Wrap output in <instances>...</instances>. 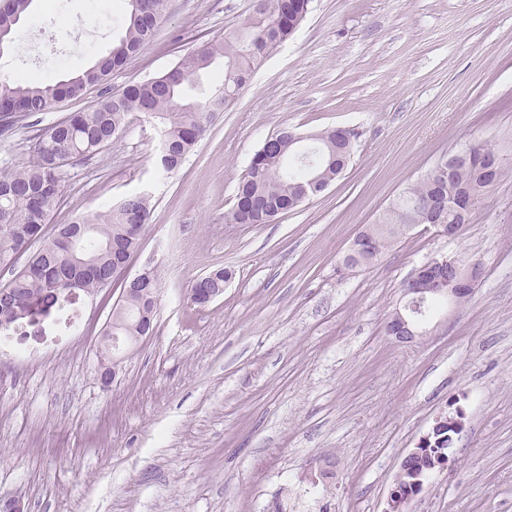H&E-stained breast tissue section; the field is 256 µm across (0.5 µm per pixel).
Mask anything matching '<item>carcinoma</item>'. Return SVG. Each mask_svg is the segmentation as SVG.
Masks as SVG:
<instances>
[{
    "label": "carcinoma",
    "instance_id": "1",
    "mask_svg": "<svg viewBox=\"0 0 512 512\" xmlns=\"http://www.w3.org/2000/svg\"><path fill=\"white\" fill-rule=\"evenodd\" d=\"M293 2L283 5L279 21L256 10L239 26L183 57L166 72L125 86L101 105L96 103L85 112L68 115L38 138L28 160L0 173V269L11 271L9 293L0 299V319L18 324L32 300L53 305L54 292L62 288L96 292L110 280L114 267L129 260L139 248V238L128 230V214L135 211L141 224L148 222L151 199L145 193L126 196L106 211L61 225L53 238H42L43 227L62 198L64 168L112 144L134 114L148 116L161 125V166L166 172L179 168L205 131L211 115L224 111L251 72L292 35L290 29L300 17ZM30 5L31 0H0V31L15 32ZM169 9L170 0H148L146 13L128 4L122 35L99 73L86 71L54 85L33 79L1 81L0 103L24 104L25 116L29 117L51 110L66 98L83 95L88 87L103 83L111 70L139 55L155 35L154 20L165 19ZM219 61L224 62L221 88L204 101H184L186 85ZM292 134V128L280 129L275 133L278 142L271 146L263 144L252 157L230 213L234 223L268 224L300 206L296 202L298 183L305 180L307 167L290 162L293 148L288 146V137ZM355 138L351 131L339 142L333 128L318 132L315 140L319 150L313 159L316 174L325 181H334L336 159L350 161ZM493 155L495 151L486 145L469 147L465 162L452 180L439 173L440 168L448 167V160L441 159L424 179L392 202L375 223L361 230V236L367 239V249L343 258V266L355 269L378 260L411 225L466 224L467 216L460 215L448 203L458 193H467L476 201L483 198L508 172L500 163L493 167L490 177L484 176L485 165ZM81 229L86 231L87 248L73 256L68 251L67 238ZM25 254L26 264L16 268L18 259ZM227 278L228 271L214 270L196 280L190 291L199 295L222 291ZM157 299L156 277L136 284V291L112 310V333L153 334L151 324L141 333L135 326L141 307L154 304Z\"/></svg>",
    "mask_w": 512,
    "mask_h": 512
}]
</instances>
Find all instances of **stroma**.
Segmentation results:
<instances>
[{
    "mask_svg": "<svg viewBox=\"0 0 512 512\" xmlns=\"http://www.w3.org/2000/svg\"><path fill=\"white\" fill-rule=\"evenodd\" d=\"M253 4L170 0L108 88L165 72ZM126 9L33 0L0 47V78L77 76L111 51ZM41 37L62 57L29 55ZM98 97L18 121L0 135V171ZM285 126L353 130L349 166L274 223L228 221L253 155ZM161 142L137 115L66 168L53 227L150 195L130 270L158 278L154 333L102 386L98 342L119 297L109 285L69 304L77 332L54 309L0 347V497L22 494L27 512H387L405 456L459 408L451 467L403 512H512V172L460 236L423 230L340 269L356 234L442 156L482 142L512 169V0H311L179 170L159 169ZM441 256L480 262L481 281L396 342L386 322L406 281ZM218 268L231 274L223 295L192 303V282Z\"/></svg>",
    "mask_w": 512,
    "mask_h": 512,
    "instance_id": "35a3bbf8",
    "label": "stroma"
}]
</instances>
